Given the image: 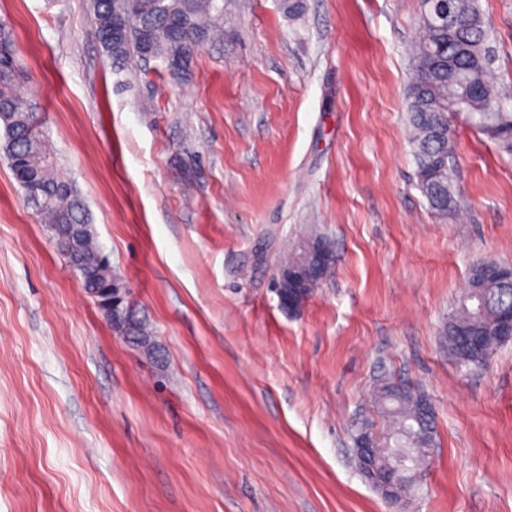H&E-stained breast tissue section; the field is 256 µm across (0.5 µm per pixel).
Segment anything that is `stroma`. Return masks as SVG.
<instances>
[{
  "instance_id": "obj_1",
  "label": "stroma",
  "mask_w": 512,
  "mask_h": 512,
  "mask_svg": "<svg viewBox=\"0 0 512 512\" xmlns=\"http://www.w3.org/2000/svg\"><path fill=\"white\" fill-rule=\"evenodd\" d=\"M512 91V0H479ZM423 0H224L187 72L115 61L92 0H0L23 93L158 353L115 329L0 153V512H512V341L460 367L470 271L512 262V153L456 122L458 207L417 186L403 110ZM334 271L299 309L276 272ZM435 410L419 493L389 504L354 437L374 384ZM298 266V261L296 263H290L288 265H281L277 272V281L279 282V288H282L279 292H277L278 300L280 306L288 308L289 310L296 309L301 302L304 301V293H298V290H289L286 288L284 283L291 280L295 274V267Z\"/></svg>"
}]
</instances>
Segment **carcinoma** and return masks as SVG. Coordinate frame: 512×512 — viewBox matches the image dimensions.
Here are the masks:
<instances>
[{
  "label": "carcinoma",
  "mask_w": 512,
  "mask_h": 512,
  "mask_svg": "<svg viewBox=\"0 0 512 512\" xmlns=\"http://www.w3.org/2000/svg\"><path fill=\"white\" fill-rule=\"evenodd\" d=\"M221 0H93L95 30L102 48L113 58L134 54L158 58L182 56L191 61L203 39L210 36L214 19L224 12ZM454 16L448 30L422 20L415 34L413 62L405 110L417 165L418 185L432 212L446 219L456 212L453 168L454 131L448 104L468 92L467 118L483 135L501 149L512 153V112H493L507 99L497 88V49L491 25L475 0H446ZM134 13L133 24L122 41L112 42V23L126 10ZM453 57L451 66L428 70L436 59ZM22 71L17 64V47L11 31L0 23V124L4 128V151L15 179L40 221L60 238L71 225L83 229L79 247L67 259L73 272L82 277L90 295L99 288L112 287V266L96 241L85 203L55 167L40 130L38 114L31 100L20 90ZM488 305L477 312L462 297L448 315V351L462 366L483 367L492 351L504 340L497 337L500 311L512 307V293L494 284L483 289ZM467 330L483 337V351L464 345L458 335ZM376 398L388 428L378 445L387 449L389 462L402 461L406 471L414 470L420 449L432 443L434 415L423 414L428 397L400 384L381 381Z\"/></svg>",
  "instance_id": "carcinoma-1"
}]
</instances>
